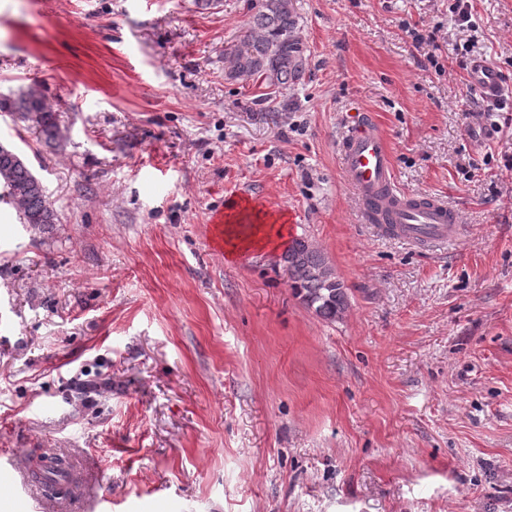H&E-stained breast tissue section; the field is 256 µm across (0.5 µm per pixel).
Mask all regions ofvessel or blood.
Segmentation results:
<instances>
[{
    "label": "vessel or blood",
    "mask_w": 512,
    "mask_h": 512,
    "mask_svg": "<svg viewBox=\"0 0 512 512\" xmlns=\"http://www.w3.org/2000/svg\"><path fill=\"white\" fill-rule=\"evenodd\" d=\"M468 82L485 102L498 99L502 82L498 72L484 59L473 60ZM346 180L356 190L367 220H379L382 233L418 248L455 241L460 236L459 217L437 197L401 193L394 182L390 148L373 115L357 113L339 155ZM15 458L0 452V482L10 485L20 512H39L40 503L29 481H14Z\"/></svg>",
    "instance_id": "b4317fda"
}]
</instances>
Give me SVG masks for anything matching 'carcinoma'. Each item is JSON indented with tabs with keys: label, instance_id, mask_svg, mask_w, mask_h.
<instances>
[{
	"label": "carcinoma",
	"instance_id": "obj_1",
	"mask_svg": "<svg viewBox=\"0 0 512 512\" xmlns=\"http://www.w3.org/2000/svg\"><path fill=\"white\" fill-rule=\"evenodd\" d=\"M231 80H259L281 92L299 83L308 67L307 47L299 35L292 0H259L238 41L226 49ZM0 111L12 112L49 140L59 136L54 113L34 95L15 101L0 99ZM0 187L16 210L19 222L34 227L59 223L57 211L42 182L22 156L0 143ZM283 270L296 276L290 287L327 321L341 318L349 305L344 284L337 279L325 254L308 240L296 238L282 253ZM67 478L63 464L49 465L41 480L57 486Z\"/></svg>",
	"mask_w": 512,
	"mask_h": 512
}]
</instances>
